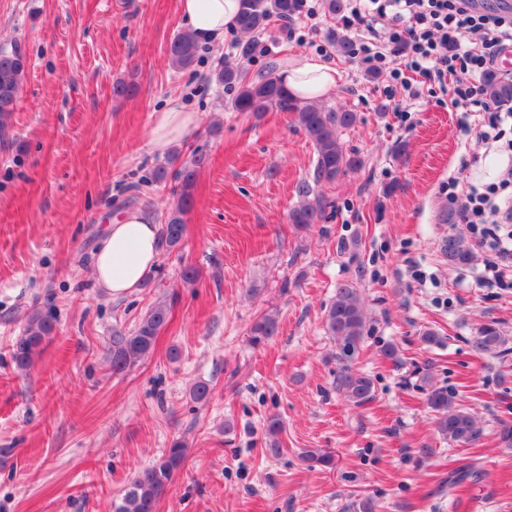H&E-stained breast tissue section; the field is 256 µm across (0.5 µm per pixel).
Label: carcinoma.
<instances>
[{
    "label": "carcinoma",
    "mask_w": 512,
    "mask_h": 512,
    "mask_svg": "<svg viewBox=\"0 0 512 512\" xmlns=\"http://www.w3.org/2000/svg\"><path fill=\"white\" fill-rule=\"evenodd\" d=\"M297 0H241V8L234 21L241 35L238 41L241 62H219L213 71L214 81L234 92L231 108L236 112H250L259 117L270 111L287 112L297 127L311 141L316 152L314 181L317 184H333L347 171L360 166L359 158L350 155L340 133L356 125L358 113L338 112L332 107L313 100L293 96L274 70L268 69L255 77L249 75L243 62L250 60L258 48V36L267 30L274 20L286 21L296 12ZM169 63L177 70L192 68L198 57V45L189 32L176 34L167 50ZM28 63L18 49L0 48V132L6 131L15 112L18 92ZM488 94L500 103H512V81H496L488 87ZM205 158L193 153L179 167L157 171L159 180L174 182L173 193L178 196L177 205L166 215L162 229L165 250L177 248L185 235V212L193 198L199 169ZM302 199L289 214V223L300 228L319 224L326 219L327 200L318 195L309 198V191L301 190ZM443 260L452 267H467L475 260L468 242L461 236L450 235L440 245ZM169 308L165 304L152 306L141 318L131 334L116 331L112 334L109 348L112 351V371L121 372L143 359L155 345L158 333L167 325ZM57 318L49 311L34 308L26 317L21 336L12 345L11 360L19 370L32 365L44 345L54 335ZM324 330L336 342V358L351 360L359 351L367 333L364 303L357 288L344 282L336 286L335 299L324 315ZM278 333V321L272 315L258 317L248 330L249 342L254 347L266 345ZM506 337L495 321L484 322L476 328L470 341L478 354L494 352L504 346ZM336 388L355 406H363L375 394L371 376L344 366L336 378ZM426 404L435 415L437 432L445 439L459 445H471L483 435V426L472 413L459 403L457 396L442 387L428 385ZM266 452L271 456L282 453L279 440L282 422L276 415L264 424ZM186 455L185 445L175 440L155 464L139 471L124 489L120 503L114 512H156L157 503L171 484L176 471Z\"/></svg>",
    "instance_id": "obj_1"
}]
</instances>
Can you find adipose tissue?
Listing matches in <instances>:
<instances>
[{"label": "adipose tissue", "mask_w": 512, "mask_h": 512, "mask_svg": "<svg viewBox=\"0 0 512 512\" xmlns=\"http://www.w3.org/2000/svg\"><path fill=\"white\" fill-rule=\"evenodd\" d=\"M240 6V0H178V10L197 41L218 43ZM295 96L322 100L336 91L337 70L321 60L299 55L280 73ZM200 125L198 113L187 110L180 99L171 100L151 115L152 144L167 145L184 140ZM158 228L141 212H123L107 228L93 259L99 287L112 296L137 287L159 259Z\"/></svg>", "instance_id": "adipose-tissue-1"}]
</instances>
